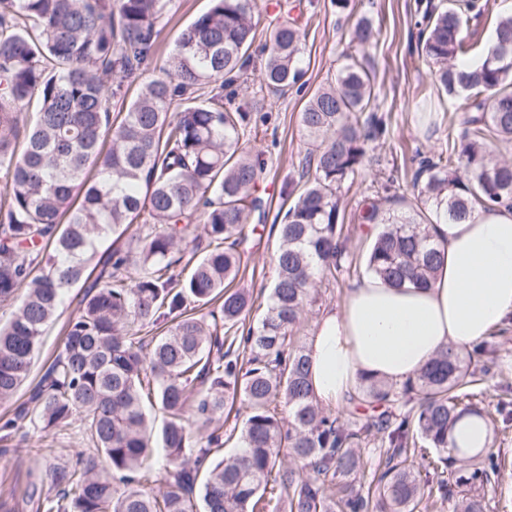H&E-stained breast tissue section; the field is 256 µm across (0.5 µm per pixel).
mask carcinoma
<instances>
[{"mask_svg":"<svg viewBox=\"0 0 512 512\" xmlns=\"http://www.w3.org/2000/svg\"><path fill=\"white\" fill-rule=\"evenodd\" d=\"M170 2L0 0V304L19 302L0 327L1 404L28 380L67 291L85 284L61 350L0 426L9 435L76 423L90 445L67 465L36 450L49 488L26 489L35 512H424L430 498L488 512L505 458L469 455L449 433L465 414L512 421L511 401L493 413L476 402L494 377L493 342L448 346L399 386L362 376L335 411L313 397L297 331L338 275L425 285L445 259L435 220L512 207V163L491 151L512 142V14L498 16L471 62L466 25L488 3L426 6L421 51L442 90L469 92L472 115L448 155L420 161L416 205L360 209L361 224L378 227L361 267L338 191L386 126L357 56L311 94L300 113L304 189L271 225L275 278L254 324L256 298L235 282L265 215L253 195L262 167L244 140L251 113L224 107L256 42L254 0H211L160 73L112 113L122 82L151 59ZM377 34L363 19L352 39ZM265 50L262 81L284 92L299 76L300 29L282 21ZM124 237L94 273L103 242ZM188 251L184 276L175 267ZM164 319L165 332L143 336ZM237 405L246 416L229 436L239 447L224 456L221 417ZM150 407L163 416L158 433ZM159 450L166 476L150 494L141 485L153 482Z\"/></svg>","mask_w":512,"mask_h":512,"instance_id":"obj_1","label":"carcinoma"}]
</instances>
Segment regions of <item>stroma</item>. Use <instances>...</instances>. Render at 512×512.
Wrapping results in <instances>:
<instances>
[{
	"mask_svg": "<svg viewBox=\"0 0 512 512\" xmlns=\"http://www.w3.org/2000/svg\"><path fill=\"white\" fill-rule=\"evenodd\" d=\"M430 0H356L353 10L336 12L330 0H257L255 17L258 35H265L277 21H296L303 33L301 74L295 85L279 93L261 81L264 57L253 53L238 79L234 105L246 106L253 116L247 137L253 155L263 164L257 193L266 204V219L274 221L280 209L288 207L289 184L297 180L306 141L299 125V114L310 94L336 76L348 53L356 51L351 41L353 26L360 17L371 19L379 34L364 54L375 75L376 105L387 131L369 142L363 165L340 193L346 223H354V213L362 201H377L385 210H404L413 203L412 182L418 164L416 152L433 156L447 152L467 114L466 95L439 93L430 78V67L419 45L420 19ZM211 5L210 0H174L161 22L156 53L151 65L141 71L149 79L163 66L175 48L180 33ZM278 245L276 234L258 228L249 249V273L240 287L253 294L269 289L275 273L273 257ZM81 287L70 288L57 318L48 324L36 354L30 376L16 396L0 404V420L11 418L27 400L48 362L60 350L63 332L78 313ZM494 344L501 376L490 380L482 396L484 403L497 404L507 387H512V323L496 331ZM87 442L76 430L50 433L44 439L19 430L0 440V501L9 512H34L23 492L37 482L33 450L50 449L52 462L62 464Z\"/></svg>",
	"mask_w": 512,
	"mask_h": 512,
	"instance_id": "1",
	"label": "stroma"
}]
</instances>
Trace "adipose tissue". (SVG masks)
I'll use <instances>...</instances> for the list:
<instances>
[{"instance_id":"obj_1","label":"adipose tissue","mask_w":512,"mask_h":512,"mask_svg":"<svg viewBox=\"0 0 512 512\" xmlns=\"http://www.w3.org/2000/svg\"><path fill=\"white\" fill-rule=\"evenodd\" d=\"M445 263L427 287L385 285L369 275L325 310L307 339L313 391L344 405L358 373L400 383L443 346L471 348L512 320V209L434 225Z\"/></svg>"}]
</instances>
